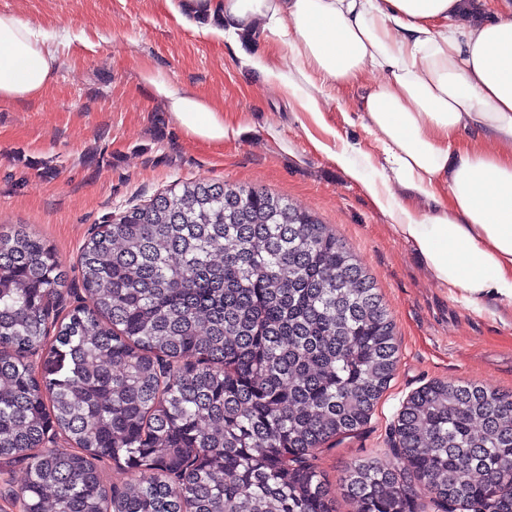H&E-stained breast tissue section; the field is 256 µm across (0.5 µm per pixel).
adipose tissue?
Returning a JSON list of instances; mask_svg holds the SVG:
<instances>
[{
  "mask_svg": "<svg viewBox=\"0 0 512 512\" xmlns=\"http://www.w3.org/2000/svg\"><path fill=\"white\" fill-rule=\"evenodd\" d=\"M461 0H198L194 16H217L224 37L262 31L291 48L298 65L287 74L245 55L244 67L299 94L320 113L317 83L366 86L360 118L374 137L373 171L354 164L357 146L330 158L362 185L394 221L441 285L475 300L494 293L512 306V0L497 17L459 21ZM58 54L47 32L0 13V101L40 96L56 76ZM182 133L220 143L224 110L169 82L158 70L140 73ZM474 131L484 145L462 147ZM494 150H487V143ZM431 201L418 212L400 194Z\"/></svg>",
  "mask_w": 512,
  "mask_h": 512,
  "instance_id": "obj_1",
  "label": "adipose tissue"
}]
</instances>
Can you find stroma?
<instances>
[{
	"label": "stroma",
	"mask_w": 512,
	"mask_h": 512,
	"mask_svg": "<svg viewBox=\"0 0 512 512\" xmlns=\"http://www.w3.org/2000/svg\"><path fill=\"white\" fill-rule=\"evenodd\" d=\"M54 33V83L34 100L0 102V225L50 242L82 296L78 252L95 224L178 181H223L288 198L328 224L373 277L394 322L395 375L359 434L319 450L336 512H353L343 479L383 459L403 402L434 380L512 392V311L496 294L469 301L434 280L363 188L327 150L377 156L357 112L362 84L325 86L321 117L243 68L239 50L179 20L175 0H0V13ZM223 108L239 135L219 146L186 139L143 86V66ZM276 139H269V132Z\"/></svg>",
	"instance_id": "obj_1"
}]
</instances>
